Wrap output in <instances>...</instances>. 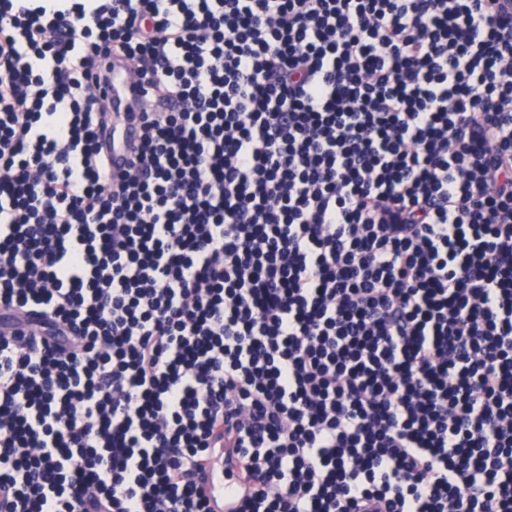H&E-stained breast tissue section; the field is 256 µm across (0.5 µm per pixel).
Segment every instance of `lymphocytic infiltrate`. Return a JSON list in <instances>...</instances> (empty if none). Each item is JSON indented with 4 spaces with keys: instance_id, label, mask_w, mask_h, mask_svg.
Returning a JSON list of instances; mask_svg holds the SVG:
<instances>
[{
    "instance_id": "lymphocytic-infiltrate-1",
    "label": "lymphocytic infiltrate",
    "mask_w": 512,
    "mask_h": 512,
    "mask_svg": "<svg viewBox=\"0 0 512 512\" xmlns=\"http://www.w3.org/2000/svg\"><path fill=\"white\" fill-rule=\"evenodd\" d=\"M70 2L0 0V512H512L502 0ZM129 64H115L102 100L112 104L111 112H140L141 85L129 72Z\"/></svg>"
}]
</instances>
